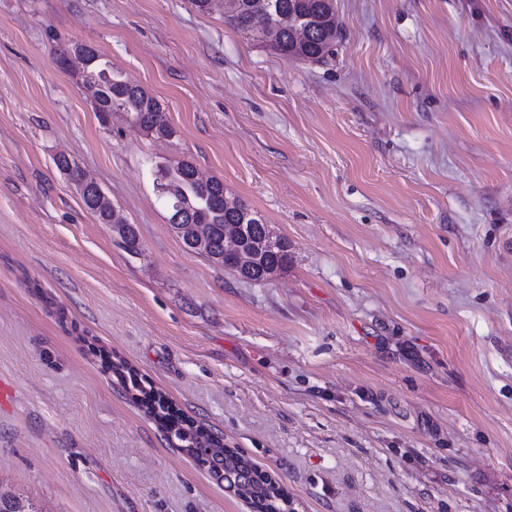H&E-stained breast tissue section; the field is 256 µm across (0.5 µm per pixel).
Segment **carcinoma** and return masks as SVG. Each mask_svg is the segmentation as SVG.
I'll return each instance as SVG.
<instances>
[{"instance_id": "carcinoma-1", "label": "carcinoma", "mask_w": 512, "mask_h": 512, "mask_svg": "<svg viewBox=\"0 0 512 512\" xmlns=\"http://www.w3.org/2000/svg\"><path fill=\"white\" fill-rule=\"evenodd\" d=\"M237 9L224 13V20L247 38L264 44L282 57L309 62H321L333 53L336 41L341 37V27L336 19L334 0H236ZM262 12L267 24L262 28L248 26L253 12ZM310 29L312 36L300 39L297 28ZM81 61L82 83L92 99L101 122H108L112 112H122L133 120L129 127L146 136L156 131L165 137L176 134L168 122L160 101L141 86L128 81L121 72L112 69L105 57L95 48L80 42H72L59 53L58 62L66 65L70 58ZM57 167L68 180L77 186L84 207L101 224L114 222L115 232L133 254L138 253V238L132 225L116 213L99 187L87 190L80 186L82 170L64 154L57 157ZM195 166L182 160L176 163L162 162L153 170V183L158 195L168 208L182 212L195 224L206 228L204 242L192 234L180 235L186 250L205 256L214 266L235 269L236 261L224 256V225L237 224L239 211H250L245 204L237 202L234 210L224 204L227 190L224 182L209 178H194ZM288 264V248L268 253L253 263L249 280L262 282ZM112 372L123 383H138L136 369L124 360L110 362ZM137 401L145 412L160 426L165 435L180 434L188 428L195 432V444L218 446V436L203 426H196L173 406L162 391L149 386L140 390ZM211 472L224 468L230 472L241 470L246 474L252 504L260 512H274L282 507L288 493L280 483L266 472L260 471L251 460L236 448L222 458L202 461ZM0 512H43L39 505L20 493L0 492Z\"/></svg>"}]
</instances>
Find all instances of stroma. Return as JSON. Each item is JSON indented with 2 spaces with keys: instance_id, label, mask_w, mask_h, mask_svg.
Segmentation results:
<instances>
[{
  "instance_id": "1",
  "label": "stroma",
  "mask_w": 512,
  "mask_h": 512,
  "mask_svg": "<svg viewBox=\"0 0 512 512\" xmlns=\"http://www.w3.org/2000/svg\"><path fill=\"white\" fill-rule=\"evenodd\" d=\"M319 63L190 0H0V491L45 512H250L159 431L119 357L291 512H512V0H336ZM78 40L177 135L101 123ZM96 180L141 246L56 167ZM288 242L254 284L188 252L154 162ZM56 164L60 171L67 176L68 180L77 187L84 207L95 216L99 223L118 224L115 228V232H117L126 245V249L133 254H137L138 238L132 224H127V222L116 213V210L105 197L100 186L98 185V187L83 190L80 185L82 170L75 162L69 160L66 155H59ZM114 217L115 223H113Z\"/></svg>"
}]
</instances>
